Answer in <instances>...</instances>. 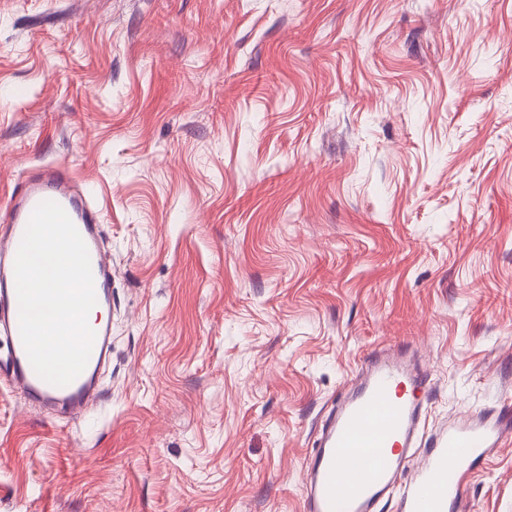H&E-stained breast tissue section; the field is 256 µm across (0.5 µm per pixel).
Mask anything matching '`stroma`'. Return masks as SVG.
<instances>
[{"label":"stroma","mask_w":512,"mask_h":512,"mask_svg":"<svg viewBox=\"0 0 512 512\" xmlns=\"http://www.w3.org/2000/svg\"><path fill=\"white\" fill-rule=\"evenodd\" d=\"M64 166L112 257L75 418L0 385V512H304L377 348L512 407V0H0V237ZM448 512H512V434Z\"/></svg>","instance_id":"35a3bbf8"}]
</instances>
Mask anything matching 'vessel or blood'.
<instances>
[{
	"label": "vessel or blood",
	"instance_id": "vessel-or-blood-1",
	"mask_svg": "<svg viewBox=\"0 0 512 512\" xmlns=\"http://www.w3.org/2000/svg\"><path fill=\"white\" fill-rule=\"evenodd\" d=\"M59 204L82 237L90 258L98 304H106L112 282L110 262L99 243V210L75 191L66 169L46 167L27 179L10 197L7 218L11 232L0 242V332L9 348V364L0 382L19 387L29 400L46 405L67 403L82 413L99 398L95 373L108 359L112 325L102 322L84 370L69 384L55 386L32 367L19 330L15 259L37 205ZM424 376L409 367L403 353L371 355L356 390L331 418L305 472V512H375L387 495H397L402 512H448L457 500L473 458L499 444L512 425V413L501 410L480 420L445 428L430 442L422 465L405 483H398L404 451L415 440L422 416L419 393Z\"/></svg>",
	"mask_w": 512,
	"mask_h": 512
}]
</instances>
